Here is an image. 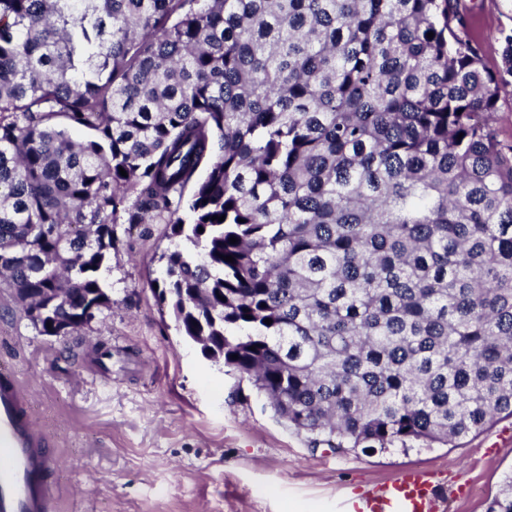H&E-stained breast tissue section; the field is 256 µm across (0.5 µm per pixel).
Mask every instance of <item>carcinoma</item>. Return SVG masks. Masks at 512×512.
Wrapping results in <instances>:
<instances>
[{
	"label": "carcinoma",
	"mask_w": 512,
	"mask_h": 512,
	"mask_svg": "<svg viewBox=\"0 0 512 512\" xmlns=\"http://www.w3.org/2000/svg\"><path fill=\"white\" fill-rule=\"evenodd\" d=\"M501 39L455 0H0V280L84 327L131 194L159 304L311 447L457 448L512 417ZM457 8L468 37L479 45L485 67L495 71L501 62V32L512 29V0H458Z\"/></svg>",
	"instance_id": "1"
}]
</instances>
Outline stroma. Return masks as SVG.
Listing matches in <instances>:
<instances>
[{
	"label": "stroma",
	"instance_id": "35a3bbf8",
	"mask_svg": "<svg viewBox=\"0 0 512 512\" xmlns=\"http://www.w3.org/2000/svg\"><path fill=\"white\" fill-rule=\"evenodd\" d=\"M485 67L501 62L512 0H458ZM166 224L114 226L110 309L69 336H42L0 288V362L30 391L54 440V512H348L409 469L464 485L446 512H485L512 472V418L458 448L345 454L310 447L253 381L181 336L154 285Z\"/></svg>",
	"mask_w": 512,
	"mask_h": 512
}]
</instances>
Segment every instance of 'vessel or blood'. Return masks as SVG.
Listing matches in <instances>:
<instances>
[{"label": "vessel or blood", "instance_id": "b4317fda", "mask_svg": "<svg viewBox=\"0 0 512 512\" xmlns=\"http://www.w3.org/2000/svg\"><path fill=\"white\" fill-rule=\"evenodd\" d=\"M27 394L11 372H0V512H47L46 476L55 465L45 436L27 411ZM433 474L412 469L362 495L352 512H443Z\"/></svg>", "mask_w": 512, "mask_h": 512}]
</instances>
